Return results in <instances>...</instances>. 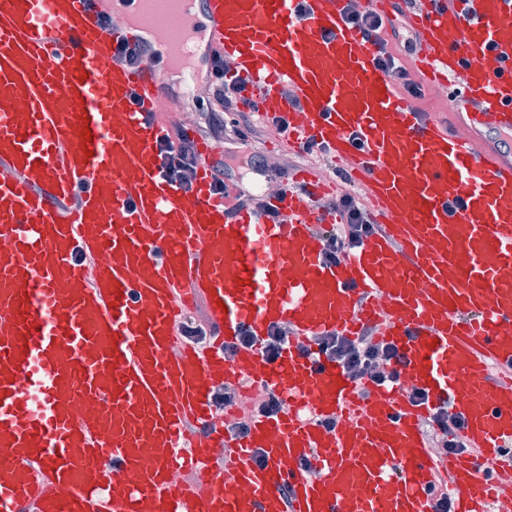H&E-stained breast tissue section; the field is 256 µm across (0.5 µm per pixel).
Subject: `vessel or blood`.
Here are the masks:
<instances>
[{"mask_svg":"<svg viewBox=\"0 0 512 512\" xmlns=\"http://www.w3.org/2000/svg\"><path fill=\"white\" fill-rule=\"evenodd\" d=\"M194 2L195 75L230 60L258 116L287 115L289 146L348 158L384 230L330 264L337 216L312 170L268 198L278 224L228 213L210 143L191 191L161 175L146 113L182 54L146 13L179 0H0V512H434L440 470L452 512L512 504L496 477L512 466V161L494 142L512 133V0L408 14L418 65L464 74L437 117L377 67L345 0ZM112 13L127 24L107 37ZM123 41L160 65L118 62ZM198 300L203 348L178 336ZM275 325V362L225 355ZM368 325L426 403L319 354L316 338ZM246 380L287 410L238 436L212 397ZM443 405L468 449L440 459L421 424Z\"/></svg>","mask_w":512,"mask_h":512,"instance_id":"vessel-or-blood-1","label":"vessel or blood"}]
</instances>
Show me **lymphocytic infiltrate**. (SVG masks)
Returning <instances> with one entry per match:
<instances>
[{"label": "lymphocytic infiltrate", "mask_w": 512, "mask_h": 512, "mask_svg": "<svg viewBox=\"0 0 512 512\" xmlns=\"http://www.w3.org/2000/svg\"><path fill=\"white\" fill-rule=\"evenodd\" d=\"M344 18L349 26L375 43L377 67L389 74L404 92L415 99H425L423 86L414 78L406 60L407 54L415 48L416 34L409 28L393 25V18L368 9L359 10L350 4L345 7ZM247 89L246 79L234 72L224 60H215L207 92L195 102L202 114L196 133H189L178 124L156 143L163 176L185 191L191 189L199 164L196 138L227 143L224 160L215 167L213 191L226 197L228 211L232 214L250 205L253 198L242 191L230 193L229 182L243 181L244 172L248 169L266 171L262 145L272 135L287 137L289 129L287 116L256 118L254 111L246 107ZM324 206L340 216L339 223L322 231L328 262H336L347 251L382 230L359 194L344 192L325 201ZM317 344L322 354L339 363L352 376L380 384L397 380V366L402 362L403 354L395 345L379 341L376 327H364L361 334L353 338L324 336L318 339ZM463 429L461 416L442 406L429 416L425 439L429 447L442 449L448 455L465 450Z\"/></svg>", "instance_id": "f902f5d3"}]
</instances>
